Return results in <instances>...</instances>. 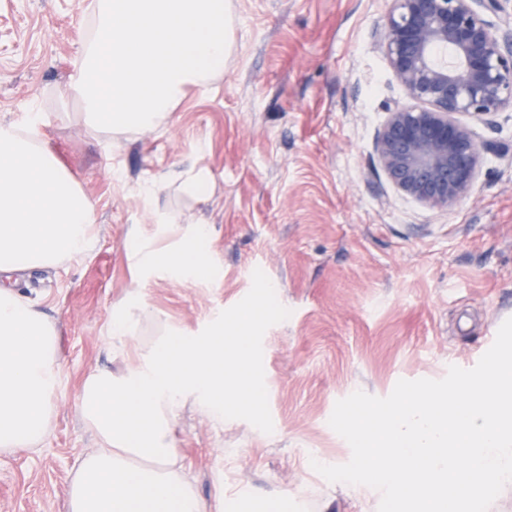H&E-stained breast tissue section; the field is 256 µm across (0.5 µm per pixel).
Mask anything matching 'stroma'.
Returning a JSON list of instances; mask_svg holds the SVG:
<instances>
[{
  "label": "stroma",
  "instance_id": "35a3bbf8",
  "mask_svg": "<svg viewBox=\"0 0 512 512\" xmlns=\"http://www.w3.org/2000/svg\"><path fill=\"white\" fill-rule=\"evenodd\" d=\"M223 76L189 93L160 128L108 151L53 92L85 40L92 0H0V119L44 108L48 145L96 204L86 253L26 274L24 290L60 330V385L41 445L0 451V512H67L66 488L96 435L81 417V384L111 364V316L148 304L159 330L207 336L251 315L263 390L215 422L184 411L176 448L205 503L224 512L287 498L288 512H378L379 491L331 483L312 461L341 465L349 444L328 424L361 390L388 396L398 380L474 367L512 317V116L476 125L487 149L472 193L444 209L396 190L373 149L387 110L403 101L374 38L387 0H231ZM207 166L213 198L175 187L144 200L155 176ZM210 228L209 272L142 278L134 235L154 215Z\"/></svg>",
  "mask_w": 512,
  "mask_h": 512
}]
</instances>
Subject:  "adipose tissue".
Wrapping results in <instances>:
<instances>
[{"instance_id":"1","label":"adipose tissue","mask_w":512,"mask_h":512,"mask_svg":"<svg viewBox=\"0 0 512 512\" xmlns=\"http://www.w3.org/2000/svg\"><path fill=\"white\" fill-rule=\"evenodd\" d=\"M229 0H94L80 57L59 93L92 132L120 138L166 124L188 89L205 90L229 54ZM41 107L0 122V272L50 267L92 243L94 202L46 145ZM213 196L208 167L153 178L144 198L169 185ZM208 227L173 244L143 242L140 269L190 276L206 266ZM57 323L15 283H0V450L36 447L54 411L60 376ZM248 359L249 337L160 334L123 370L94 369L81 390L86 425L101 442L85 453L67 491V512H224L195 493L176 449L186 405L224 420L228 396L258 404L262 392L231 372L225 350Z\"/></svg>"}]
</instances>
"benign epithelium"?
<instances>
[{
    "instance_id": "obj_1",
    "label": "benign epithelium",
    "mask_w": 512,
    "mask_h": 512,
    "mask_svg": "<svg viewBox=\"0 0 512 512\" xmlns=\"http://www.w3.org/2000/svg\"><path fill=\"white\" fill-rule=\"evenodd\" d=\"M377 38L405 92L377 132L378 162L398 191L444 208L475 186L473 122L512 112V0H390Z\"/></svg>"
}]
</instances>
